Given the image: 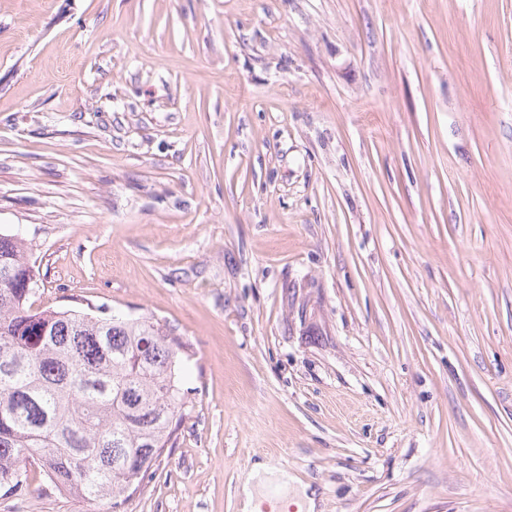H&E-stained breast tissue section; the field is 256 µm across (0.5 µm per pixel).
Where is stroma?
Listing matches in <instances>:
<instances>
[{"instance_id":"35a3bbf8","label":"stroma","mask_w":512,"mask_h":512,"mask_svg":"<svg viewBox=\"0 0 512 512\" xmlns=\"http://www.w3.org/2000/svg\"><path fill=\"white\" fill-rule=\"evenodd\" d=\"M0 229L191 354L121 512H512V0H0ZM295 478L282 469L273 459H265L253 465L252 470L241 481L237 495L241 512H256L262 500L270 498L288 499V494L293 492ZM309 486H304L301 491L293 492L301 501V505L307 512H316L314 503V491L307 493Z\"/></svg>"}]
</instances>
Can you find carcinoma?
<instances>
[{
  "instance_id": "carcinoma-1",
  "label": "carcinoma",
  "mask_w": 512,
  "mask_h": 512,
  "mask_svg": "<svg viewBox=\"0 0 512 512\" xmlns=\"http://www.w3.org/2000/svg\"><path fill=\"white\" fill-rule=\"evenodd\" d=\"M35 262L0 232V491L29 467L87 512H117L175 440L184 345L147 317L32 309Z\"/></svg>"
}]
</instances>
